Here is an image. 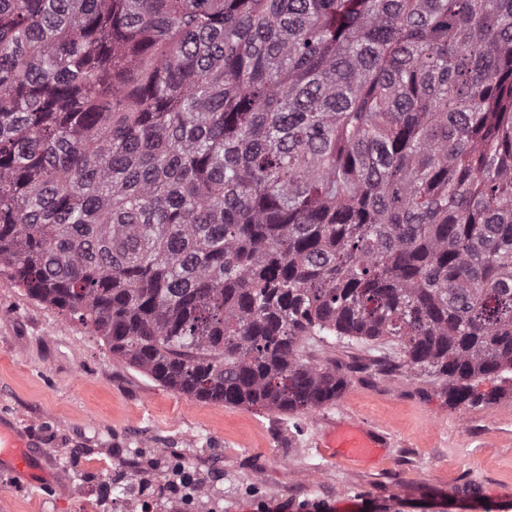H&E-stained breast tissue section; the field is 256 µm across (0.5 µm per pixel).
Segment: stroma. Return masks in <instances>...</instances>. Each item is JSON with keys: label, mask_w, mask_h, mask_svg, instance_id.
<instances>
[{"label": "stroma", "mask_w": 512, "mask_h": 512, "mask_svg": "<svg viewBox=\"0 0 512 512\" xmlns=\"http://www.w3.org/2000/svg\"><path fill=\"white\" fill-rule=\"evenodd\" d=\"M395 346H306L312 364L345 377L340 399L312 411L204 402L161 385L111 353L68 313L26 295L0 275V419L42 450L32 483L0 466V512H512V382L490 404L448 402L444 382L420 372L379 371ZM389 431L375 458H333L336 423ZM208 485L187 503L173 492L175 459ZM83 499L64 494L66 477ZM114 485L100 505L98 482Z\"/></svg>", "instance_id": "stroma-1"}]
</instances>
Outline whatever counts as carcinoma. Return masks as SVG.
<instances>
[{"label":"carcinoma","instance_id":"obj_1","mask_svg":"<svg viewBox=\"0 0 512 512\" xmlns=\"http://www.w3.org/2000/svg\"><path fill=\"white\" fill-rule=\"evenodd\" d=\"M0 275L201 401L333 336L512 369V0H0Z\"/></svg>","mask_w":512,"mask_h":512}]
</instances>
